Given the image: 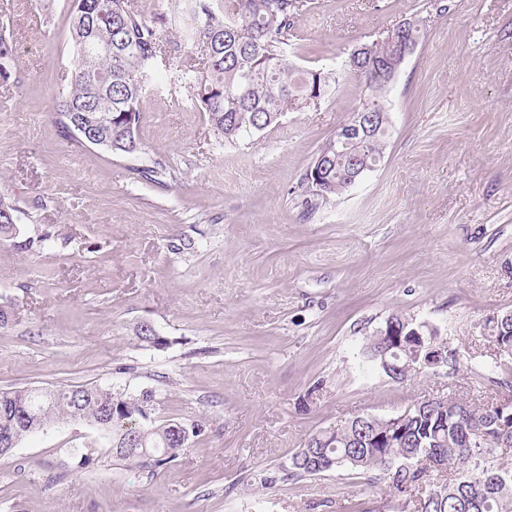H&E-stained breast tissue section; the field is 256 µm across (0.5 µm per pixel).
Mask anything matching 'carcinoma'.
Returning <instances> with one entry per match:
<instances>
[{
  "mask_svg": "<svg viewBox=\"0 0 512 512\" xmlns=\"http://www.w3.org/2000/svg\"><path fill=\"white\" fill-rule=\"evenodd\" d=\"M311 0H176L154 19L133 9L129 0H73L70 38L72 79L59 90L57 131L74 145L91 143L113 154L137 157L136 133L144 119V101L164 74V88L207 114L217 134L228 142L279 124L288 112H305L325 97L329 76L303 70L288 58L298 16ZM373 60L382 63L396 52L394 41L370 44ZM13 33L0 26V81L15 71ZM397 74L377 73L365 86L362 110L388 114L385 101ZM388 134L378 132L360 150L382 159ZM327 141L306 173L325 170L321 198L353 186L347 158ZM153 181L167 175L160 160L133 168ZM20 212L16 202L0 196V243L19 228L5 215ZM397 325L370 336L365 355L382 347L392 333L402 335L389 361L392 371L411 356L425 359L431 342L408 337L416 323L394 316ZM499 352L482 375L512 372V316L488 322ZM146 347L162 348L168 340L152 324L137 336ZM155 395L97 385L58 389L0 391V434L14 443L59 421H83L112 436V453L155 476L203 434L199 424L151 419ZM389 423L355 419L311 435L291 457L284 479L347 469L373 473L393 495L415 512H512V399L473 405L457 397L446 402H417L408 415Z\"/></svg>",
  "mask_w": 512,
  "mask_h": 512,
  "instance_id": "cac0c4a2",
  "label": "carcinoma"
}]
</instances>
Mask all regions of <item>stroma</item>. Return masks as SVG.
Returning <instances> with one entry per match:
<instances>
[{
  "instance_id": "1",
  "label": "stroma",
  "mask_w": 512,
  "mask_h": 512,
  "mask_svg": "<svg viewBox=\"0 0 512 512\" xmlns=\"http://www.w3.org/2000/svg\"><path fill=\"white\" fill-rule=\"evenodd\" d=\"M71 9L0 0L18 77L0 84V195L30 243L0 245V390H152L157 420L204 432L151 478L104 432L52 424L0 457V512H402L367 474H282L309 435L352 417L512 397V374H471L494 350L486 321L512 310V0H313L288 53L333 74L316 107L228 143L160 93L137 161L57 134ZM414 15L426 37L387 98L384 157L322 200L306 169L365 101L342 63ZM160 157L175 178L133 174ZM394 314L437 328L458 364L400 382L374 368L364 348ZM142 321L167 346H140Z\"/></svg>"
}]
</instances>
